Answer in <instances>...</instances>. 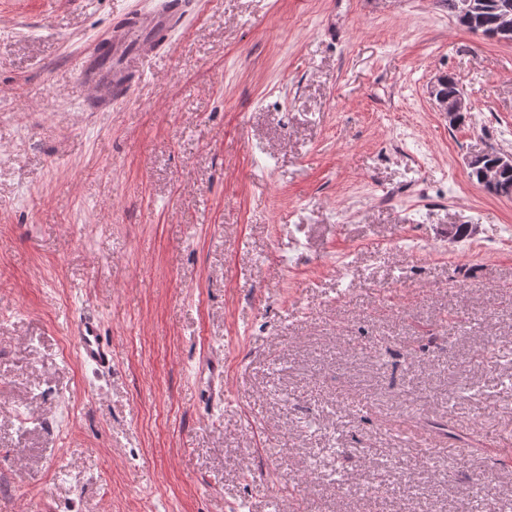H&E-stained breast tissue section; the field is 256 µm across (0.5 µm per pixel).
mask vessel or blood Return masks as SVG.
Instances as JSON below:
<instances>
[{
  "label": "vessel or blood",
  "instance_id": "vessel-or-blood-1",
  "mask_svg": "<svg viewBox=\"0 0 512 512\" xmlns=\"http://www.w3.org/2000/svg\"><path fill=\"white\" fill-rule=\"evenodd\" d=\"M191 0H161L150 25L137 18H125L113 30L112 55L103 59L96 55L84 57L78 64V76L91 88L90 109L109 107L127 96L132 77L142 71L154 51L158 36L169 21L184 13ZM80 360L93 370L102 372L112 367V341L93 316L79 319L74 330Z\"/></svg>",
  "mask_w": 512,
  "mask_h": 512
}]
</instances>
